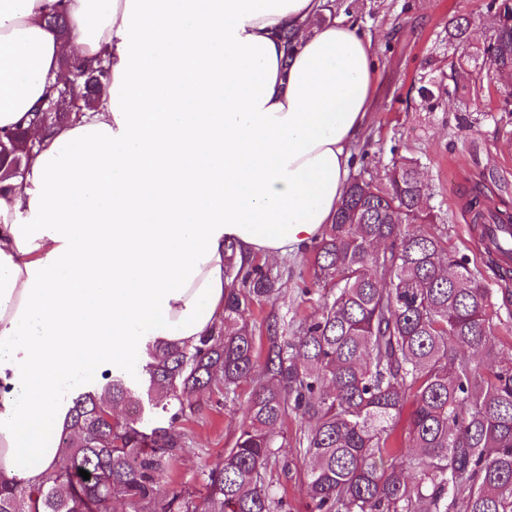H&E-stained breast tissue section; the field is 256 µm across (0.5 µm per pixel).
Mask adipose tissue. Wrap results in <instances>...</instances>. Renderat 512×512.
I'll list each match as a JSON object with an SVG mask.
<instances>
[{"instance_id":"adipose-tissue-1","label":"adipose tissue","mask_w":512,"mask_h":512,"mask_svg":"<svg viewBox=\"0 0 512 512\" xmlns=\"http://www.w3.org/2000/svg\"><path fill=\"white\" fill-rule=\"evenodd\" d=\"M326 0H0V129L61 75L64 9L95 109L40 133L22 191L0 195V477L38 483L65 388L189 347L235 262L303 251L332 223L377 67ZM296 36L286 51L279 35ZM78 73H88V76H84L79 80L80 88L83 87L84 93H95V87L97 86V92H101L102 88L106 87L109 79V68L104 64L101 59L91 60L82 62L81 66L77 69ZM91 76L92 85L89 87L86 84L87 77Z\"/></svg>"}]
</instances>
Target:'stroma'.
Segmentation results:
<instances>
[{
	"instance_id": "35a3bbf8",
	"label": "stroma",
	"mask_w": 512,
	"mask_h": 512,
	"mask_svg": "<svg viewBox=\"0 0 512 512\" xmlns=\"http://www.w3.org/2000/svg\"><path fill=\"white\" fill-rule=\"evenodd\" d=\"M332 16L354 22L372 38L378 82L371 124L354 152H368L376 174L393 155L421 159L426 198L451 253L483 265L484 253L470 230L465 208L472 188L484 203L512 212V137L489 113V103L461 112L459 99L447 96L448 21L469 18L472 41L481 44L492 31L484 0H334ZM308 253L268 261L280 275L276 298L252 304L249 319L265 336L268 319L297 321L313 316L319 291L302 294L301 273ZM202 411L187 422L188 440L173 472L179 485L202 489L211 467L232 447L245 400L225 404L223 397L201 395Z\"/></svg>"
}]
</instances>
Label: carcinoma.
Wrapping results in <instances>:
<instances>
[{"mask_svg":"<svg viewBox=\"0 0 512 512\" xmlns=\"http://www.w3.org/2000/svg\"><path fill=\"white\" fill-rule=\"evenodd\" d=\"M493 33L475 46L469 24L448 23V96L458 90L478 103L500 93L496 111L512 123V0H486ZM84 93L102 90L109 68L81 63ZM468 84H456L458 74ZM25 127L0 134L4 180L26 156L13 152ZM368 153L350 177L334 223L314 243L311 285L323 304L297 334L267 325L261 355L252 303L278 291L277 277L259 264L229 262L231 288L224 316L193 349L156 345L145 368L147 395L169 426L144 430L139 414L117 409L138 400L123 375L104 393L72 401L60 451L39 484L0 480V512H291L272 489L288 439L289 414L308 419L294 448L310 460L303 475L308 512H512V354L497 348L499 307L485 271L503 281L512 249L500 247L491 226L512 227V215L493 210L477 194L467 207L487 255L486 270L448 252L443 233L426 231L434 214L424 206L418 158L392 161L384 177L371 175ZM250 392L233 446L207 475L205 491L165 483L186 444L176 426L199 414L195 395L209 390L236 403ZM410 407L404 442L397 422ZM90 473V479L79 470Z\"/></svg>","mask_w":512,"mask_h":512,"instance_id":"carcinoma-1","label":"carcinoma"}]
</instances>
